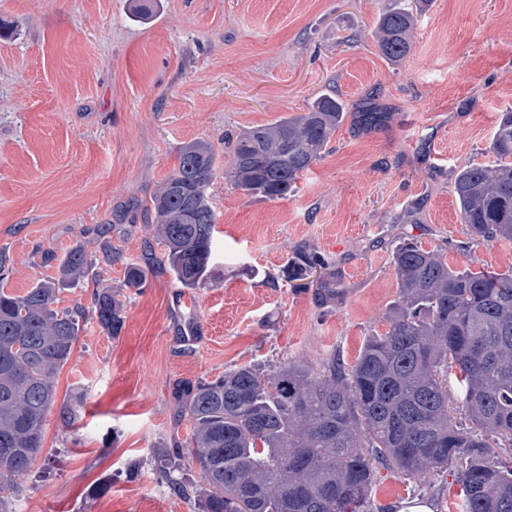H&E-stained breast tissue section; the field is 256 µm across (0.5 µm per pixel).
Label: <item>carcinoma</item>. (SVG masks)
<instances>
[{"instance_id":"carcinoma-1","label":"carcinoma","mask_w":512,"mask_h":512,"mask_svg":"<svg viewBox=\"0 0 512 512\" xmlns=\"http://www.w3.org/2000/svg\"><path fill=\"white\" fill-rule=\"evenodd\" d=\"M416 13L402 2L382 10L374 31L379 54L401 63L413 48ZM391 113L380 89L347 104L334 93L306 112L243 130L224 178L243 194L288 197L349 121L360 135L384 128ZM491 163L454 179L460 223L473 245L512 240V108L491 140ZM217 173L213 146L193 141L151 196L160 258L180 288L211 280L216 214L209 192ZM58 261L61 282L97 279V263L77 245ZM397 295L382 334L366 337L350 367L332 357L323 370L287 360L264 373L243 365L213 380L185 383L180 418L192 427L179 454L201 474L196 485L160 472L173 493L197 497L200 512H371L367 495L378 469L421 478L452 470L461 512H512V270L452 268L439 250L411 239L394 250ZM326 265L304 245L281 269L304 281ZM152 265L125 267V286L142 287ZM55 279L16 295L0 287V492L19 486L43 450L46 415L76 423L80 406L57 402L56 378L84 323L94 317L116 336L122 309L107 288L91 306L60 309ZM457 372L460 416L448 410V370Z\"/></svg>"}]
</instances>
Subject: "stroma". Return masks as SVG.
<instances>
[{
  "instance_id": "obj_1",
  "label": "stroma",
  "mask_w": 512,
  "mask_h": 512,
  "mask_svg": "<svg viewBox=\"0 0 512 512\" xmlns=\"http://www.w3.org/2000/svg\"><path fill=\"white\" fill-rule=\"evenodd\" d=\"M388 4L149 0L136 22L133 0H0L16 29L0 39L7 288L55 275L45 251L81 244L95 259L109 241L122 261L99 283L64 288L59 305H90L100 285L125 317L116 336L87 321L57 378L58 398L78 400L81 418L66 429L47 415L27 480L0 495L9 512H196L157 472L190 432L179 386L245 364L352 365L387 328L403 239L442 250L453 267L512 269V241L472 245L453 192L460 168L492 161L493 131L512 107V0H429L399 64L373 37ZM376 86L393 110L388 128L357 136L342 124L287 198L247 196L224 179V141L239 130L303 112L328 90L352 103ZM194 140L215 148L214 285L179 288L159 267L144 287H125L126 263L155 242L150 198ZM302 243L326 267L303 288L271 285ZM459 493L447 471L414 480L382 469L368 499L373 512L415 498L460 512Z\"/></svg>"
}]
</instances>
